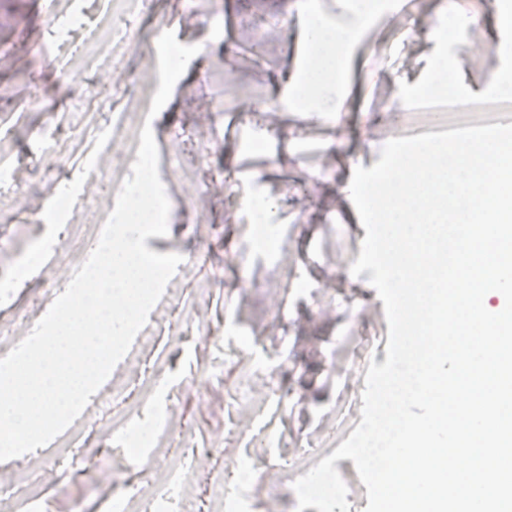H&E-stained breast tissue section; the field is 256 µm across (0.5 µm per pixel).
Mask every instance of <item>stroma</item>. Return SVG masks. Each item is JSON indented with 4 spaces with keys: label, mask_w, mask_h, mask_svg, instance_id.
<instances>
[{
    "label": "stroma",
    "mask_w": 512,
    "mask_h": 512,
    "mask_svg": "<svg viewBox=\"0 0 512 512\" xmlns=\"http://www.w3.org/2000/svg\"><path fill=\"white\" fill-rule=\"evenodd\" d=\"M0 0V260L19 269L0 295V351L9 352L66 289L91 250L43 244L72 224L100 232L123 177L112 148L135 151L151 124L159 176L170 201L158 253L184 262L127 355L62 435L0 463V482L25 476L39 497L0 495V512H113L149 488L168 512H208L217 475L249 459L252 477L232 482L249 512L281 503L296 512L292 484L332 455L361 421L369 362L386 360L384 304L353 277L366 236L349 194L355 167L371 168L390 138L435 131L421 90L447 60L448 104L496 98L491 77L512 69L497 49V0H465L482 19L476 52L465 26L448 22L452 0H407L404 13L374 24L344 61L346 88L313 120L293 111L289 80L298 48L293 15L343 18L349 0H120L58 55L52 30L64 0ZM176 28L200 45L154 119L116 125L129 93L115 91L102 39L135 37L123 69L131 90L159 87L158 36ZM257 95L263 109L225 103V85ZM94 132L71 126L86 102ZM277 200L271 253L244 252L254 227L240 223L255 193ZM249 384L268 397L258 415L232 418L230 392ZM150 421L141 456L124 451Z\"/></svg>",
    "instance_id": "obj_1"
}]
</instances>
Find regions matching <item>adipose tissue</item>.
Returning a JSON list of instances; mask_svg holds the SVG:
<instances>
[{
  "instance_id": "1",
  "label": "adipose tissue",
  "mask_w": 512,
  "mask_h": 512,
  "mask_svg": "<svg viewBox=\"0 0 512 512\" xmlns=\"http://www.w3.org/2000/svg\"><path fill=\"white\" fill-rule=\"evenodd\" d=\"M309 32L317 49L314 64L291 79V87L302 102L313 104L315 111L329 109V99L342 75L337 68L336 48L345 38L344 31L327 23L319 14L309 17Z\"/></svg>"
}]
</instances>
